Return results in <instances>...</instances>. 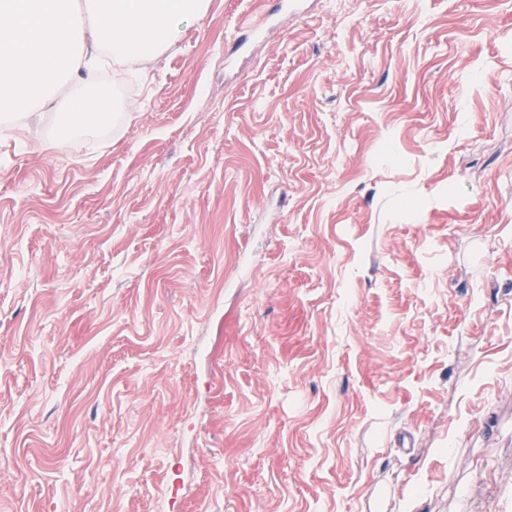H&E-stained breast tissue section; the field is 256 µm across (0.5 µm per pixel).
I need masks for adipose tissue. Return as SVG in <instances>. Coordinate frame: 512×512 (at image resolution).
<instances>
[{"mask_svg":"<svg viewBox=\"0 0 512 512\" xmlns=\"http://www.w3.org/2000/svg\"><path fill=\"white\" fill-rule=\"evenodd\" d=\"M210 0H0V103L17 123L58 112L55 139L76 148L85 120L99 122L113 100L93 84L104 64L135 68L159 59Z\"/></svg>","mask_w":512,"mask_h":512,"instance_id":"adipose-tissue-1","label":"adipose tissue"}]
</instances>
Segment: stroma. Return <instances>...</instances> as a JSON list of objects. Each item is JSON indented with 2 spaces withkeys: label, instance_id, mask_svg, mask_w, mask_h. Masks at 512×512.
I'll list each match as a JSON object with an SVG mask.
<instances>
[{
  "label": "stroma",
  "instance_id": "stroma-1",
  "mask_svg": "<svg viewBox=\"0 0 512 512\" xmlns=\"http://www.w3.org/2000/svg\"><path fill=\"white\" fill-rule=\"evenodd\" d=\"M263 10L0 119V512H512V0ZM271 7L258 18L251 21L248 30L241 34L232 49L237 50L242 45H244L249 39L257 37L263 31L264 27L267 23L279 12L283 10V8L288 4L289 8H293L296 6L298 1H286V0H271Z\"/></svg>",
  "mask_w": 512,
  "mask_h": 512
}]
</instances>
